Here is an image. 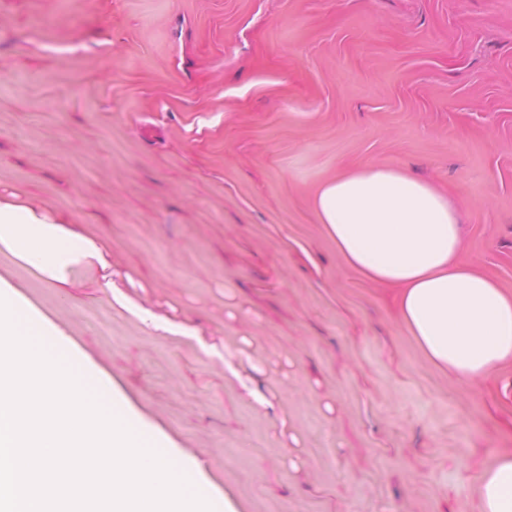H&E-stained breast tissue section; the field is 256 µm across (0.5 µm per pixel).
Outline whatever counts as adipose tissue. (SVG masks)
I'll return each instance as SVG.
<instances>
[{
	"label": "adipose tissue",
	"instance_id": "obj_1",
	"mask_svg": "<svg viewBox=\"0 0 512 512\" xmlns=\"http://www.w3.org/2000/svg\"><path fill=\"white\" fill-rule=\"evenodd\" d=\"M312 208L349 269L395 289L397 318L429 364L465 387L512 365V291L461 260L458 218L437 186L366 163L324 182ZM0 253L59 291L78 270L111 266L108 248L81 226L5 200ZM477 495L479 512H512V454L482 470Z\"/></svg>",
	"mask_w": 512,
	"mask_h": 512
}]
</instances>
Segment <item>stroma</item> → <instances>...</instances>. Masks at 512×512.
<instances>
[{
	"instance_id": "35a3bbf8",
	"label": "stroma",
	"mask_w": 512,
	"mask_h": 512,
	"mask_svg": "<svg viewBox=\"0 0 512 512\" xmlns=\"http://www.w3.org/2000/svg\"><path fill=\"white\" fill-rule=\"evenodd\" d=\"M364 163L447 189L512 289V0H0V196L109 248L196 327L0 273L241 512H474L512 451L502 376L456 384L348 269L315 190ZM106 280L100 284L99 288H106L109 292L110 300L129 309L138 319H140L146 326L153 332L159 333L162 336H186L200 339L199 333L196 329L187 327L181 323L170 321L168 319L155 317L150 310L136 304L129 302L118 287L112 281V277L104 276Z\"/></svg>"
}]
</instances>
